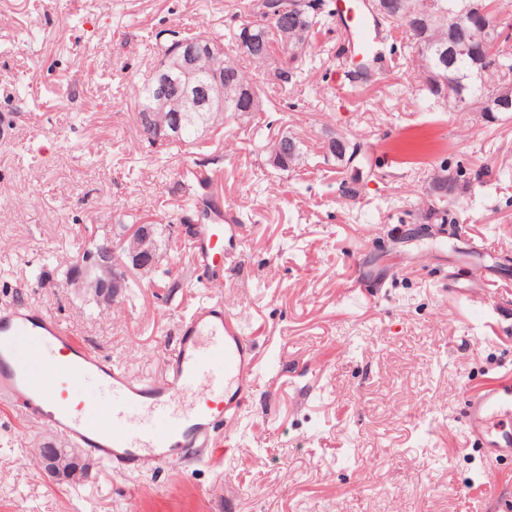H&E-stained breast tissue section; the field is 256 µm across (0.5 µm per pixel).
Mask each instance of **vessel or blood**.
I'll list each match as a JSON object with an SVG mask.
<instances>
[{
    "label": "vessel or blood",
    "mask_w": 512,
    "mask_h": 512,
    "mask_svg": "<svg viewBox=\"0 0 512 512\" xmlns=\"http://www.w3.org/2000/svg\"><path fill=\"white\" fill-rule=\"evenodd\" d=\"M336 15L361 48L374 37L369 13L352 0H336ZM236 209L221 201L218 213L198 225L190 242L207 301L182 319L174 350L160 376L138 377L80 344L48 312H0V396L20 404L47 433L92 450L101 459L134 472L167 461L177 450L207 445L214 429L232 436L253 391L258 356L224 303L223 265L242 248ZM68 362H61L63 352ZM108 398L106 409L70 399L84 385ZM463 426L473 447L512 453V385L464 389Z\"/></svg>",
    "instance_id": "1"
}]
</instances>
